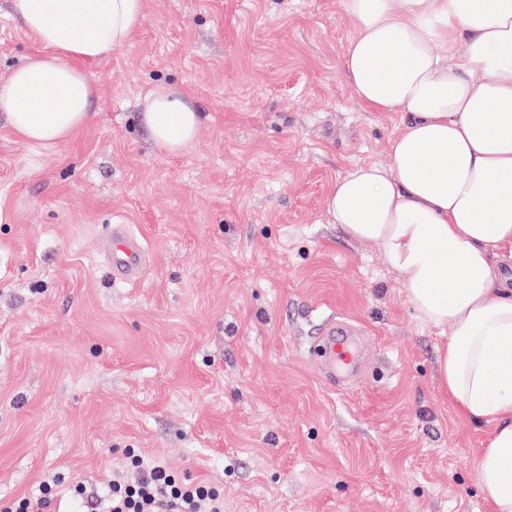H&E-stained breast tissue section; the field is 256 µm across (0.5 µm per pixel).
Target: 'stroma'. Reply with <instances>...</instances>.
<instances>
[{
  "label": "stroma",
  "instance_id": "stroma-1",
  "mask_svg": "<svg viewBox=\"0 0 512 512\" xmlns=\"http://www.w3.org/2000/svg\"><path fill=\"white\" fill-rule=\"evenodd\" d=\"M357 34L342 0H146L86 67L94 115L69 141L32 145L0 112V497L51 473L102 494L131 449L224 512H490V427L438 382L447 330L327 212L403 122L345 80ZM32 50L0 0V82ZM162 86L205 116L179 155L141 121ZM116 224L147 256L133 284L101 248ZM331 319L363 340L348 380L313 353Z\"/></svg>",
  "mask_w": 512,
  "mask_h": 512
}]
</instances>
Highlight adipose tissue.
<instances>
[{"label":"adipose tissue","mask_w":512,"mask_h":512,"mask_svg":"<svg viewBox=\"0 0 512 512\" xmlns=\"http://www.w3.org/2000/svg\"><path fill=\"white\" fill-rule=\"evenodd\" d=\"M39 50L0 84V112L38 146L92 119L84 65L146 21L145 0H15ZM359 26L343 72L371 112L408 119L390 162L356 167L327 200L348 237L376 243L427 325L450 328L437 375L459 419L491 425L474 479L491 512H512V0H343ZM465 38L466 65L453 61ZM142 121L167 154L204 117L158 88Z\"/></svg>","instance_id":"ef3b65f1"}]
</instances>
